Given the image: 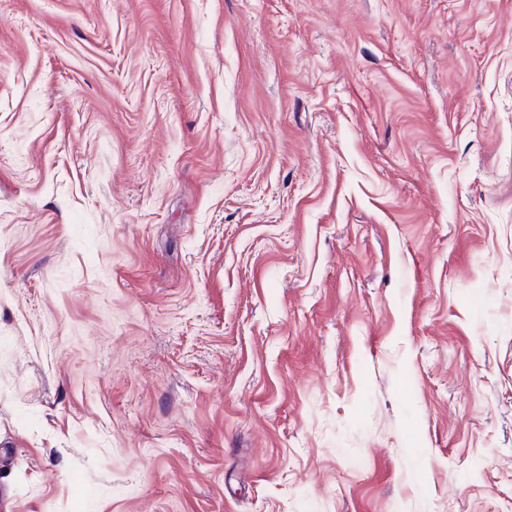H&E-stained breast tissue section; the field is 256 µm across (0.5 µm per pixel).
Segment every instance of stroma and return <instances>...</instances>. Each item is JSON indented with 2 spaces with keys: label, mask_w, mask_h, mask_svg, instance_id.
<instances>
[{
  "label": "stroma",
  "mask_w": 512,
  "mask_h": 512,
  "mask_svg": "<svg viewBox=\"0 0 512 512\" xmlns=\"http://www.w3.org/2000/svg\"><path fill=\"white\" fill-rule=\"evenodd\" d=\"M0 512H512V0H0Z\"/></svg>",
  "instance_id": "1"
}]
</instances>
